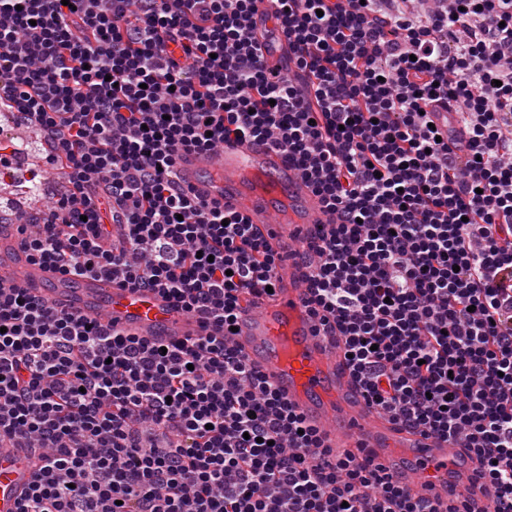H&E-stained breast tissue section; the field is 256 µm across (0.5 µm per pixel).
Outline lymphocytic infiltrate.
I'll list each match as a JSON object with an SVG mask.
<instances>
[{"label": "lymphocytic infiltrate", "instance_id": "f902f5d3", "mask_svg": "<svg viewBox=\"0 0 512 512\" xmlns=\"http://www.w3.org/2000/svg\"><path fill=\"white\" fill-rule=\"evenodd\" d=\"M445 103L466 158L431 124ZM0 107L69 171L19 227L31 260L162 290L204 325L163 346L1 288L0 440L46 460L17 512H512V0L420 23L379 0H0ZM231 142L280 151L339 213L302 242L317 330L371 405L462 441L487 503L337 454L232 345L285 256L176 170ZM268 27L270 32L258 31L261 41L269 48L266 54L267 62L270 66L282 65L288 51V44L271 22L268 23Z\"/></svg>", "mask_w": 512, "mask_h": 512}]
</instances>
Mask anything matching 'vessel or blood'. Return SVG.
I'll return each mask as SVG.
<instances>
[{"instance_id": "b4317fda", "label": "vessel or blood", "mask_w": 512, "mask_h": 512, "mask_svg": "<svg viewBox=\"0 0 512 512\" xmlns=\"http://www.w3.org/2000/svg\"><path fill=\"white\" fill-rule=\"evenodd\" d=\"M269 65L282 64L288 44L278 30L262 32ZM433 119L462 151L466 134L454 112ZM180 182L200 197L223 201L257 225L273 248L290 251L314 225L331 229L328 210L301 173L275 149L227 143L218 151L183 155ZM304 264L288 259L276 272L272 297L242 304L233 344L262 371L289 404L318 428L327 446L364 449L410 492L447 502L449 493L483 502L488 493L474 480L475 463L460 443L410 429L369 406L334 340L318 334L305 302ZM0 287H17L57 310L103 320L124 332L157 342L197 335L199 325L160 290L121 286L112 278H70L30 261L16 225L0 227ZM39 457L0 442V512H16Z\"/></svg>"}]
</instances>
